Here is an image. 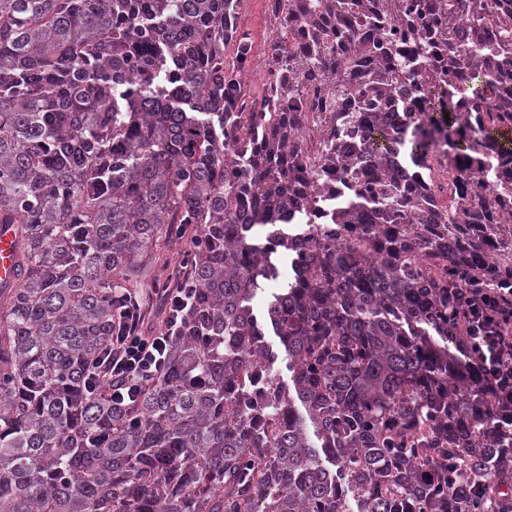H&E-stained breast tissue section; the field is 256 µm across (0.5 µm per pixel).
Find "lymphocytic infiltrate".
Instances as JSON below:
<instances>
[{"label":"lymphocytic infiltrate","mask_w":512,"mask_h":512,"mask_svg":"<svg viewBox=\"0 0 512 512\" xmlns=\"http://www.w3.org/2000/svg\"><path fill=\"white\" fill-rule=\"evenodd\" d=\"M159 294L165 307L162 329L144 325L143 302L118 295V314L112 326V345L96 362L98 376L111 384L113 406L136 401L144 382L159 378L170 343L182 331L183 313L192 290L184 272L169 275ZM450 314L461 330L476 365L495 390L512 393V289L500 292L471 288L451 301Z\"/></svg>","instance_id":"lymphocytic-infiltrate-1"}]
</instances>
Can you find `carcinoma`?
<instances>
[{
    "label": "carcinoma",
    "mask_w": 512,
    "mask_h": 512,
    "mask_svg": "<svg viewBox=\"0 0 512 512\" xmlns=\"http://www.w3.org/2000/svg\"><path fill=\"white\" fill-rule=\"evenodd\" d=\"M237 7L0 0V512H507L512 404L448 288L512 279V9L268 0L247 108L224 90ZM403 168L448 175L438 201ZM333 175L345 195L306 247L288 225ZM254 225L298 267L260 306L276 278ZM185 237L183 334L115 409L84 387L114 296ZM15 227V224L0 225V288H15L17 284Z\"/></svg>",
    "instance_id": "1"
}]
</instances>
